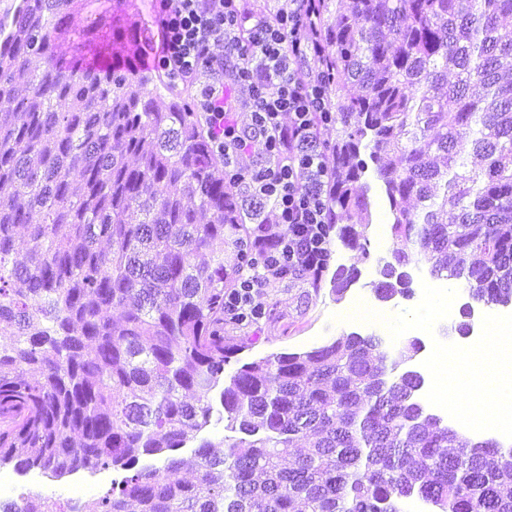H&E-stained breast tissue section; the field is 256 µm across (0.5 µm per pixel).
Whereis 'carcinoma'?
I'll list each match as a JSON object with an SVG mask.
<instances>
[{
	"label": "carcinoma",
	"mask_w": 512,
	"mask_h": 512,
	"mask_svg": "<svg viewBox=\"0 0 512 512\" xmlns=\"http://www.w3.org/2000/svg\"><path fill=\"white\" fill-rule=\"evenodd\" d=\"M76 2L18 0L0 17V468L125 475L77 511L28 492L0 512H403L413 497L512 512L503 451L429 421L415 382L394 377L407 354L376 335L245 362L224 381L241 351L224 340V290L252 227L180 97L150 95L130 60L60 58ZM317 12L342 247L370 258L357 226L371 223V168L392 241L375 294L408 296L425 266L476 303L512 299V0ZM32 54L47 67L30 69ZM359 275L337 265L333 291ZM221 422L242 437L174 455Z\"/></svg>",
	"instance_id": "carcinoma-1"
}]
</instances>
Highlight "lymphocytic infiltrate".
I'll return each instance as SVG.
<instances>
[{
  "instance_id": "lymphocytic-infiltrate-1",
  "label": "lymphocytic infiltrate",
  "mask_w": 512,
  "mask_h": 512,
  "mask_svg": "<svg viewBox=\"0 0 512 512\" xmlns=\"http://www.w3.org/2000/svg\"><path fill=\"white\" fill-rule=\"evenodd\" d=\"M238 2L160 0L163 40L154 61L171 81L199 86L195 109L255 224L248 257L224 295L225 320L243 323L259 319L270 281L327 266L334 215L321 131L336 112L320 65L316 0H283L272 16L256 19ZM241 109L251 114L245 128Z\"/></svg>"
}]
</instances>
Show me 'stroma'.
I'll use <instances>...</instances> for the list:
<instances>
[{"mask_svg": "<svg viewBox=\"0 0 512 512\" xmlns=\"http://www.w3.org/2000/svg\"><path fill=\"white\" fill-rule=\"evenodd\" d=\"M104 15L111 17L112 23L103 27L99 35L114 52L125 53L127 45L137 40L158 46L161 37L158 0H78L67 12L63 53L69 57L88 53L86 32L96 18ZM366 238L370 260L358 262L352 251L344 253L346 264L357 265L360 276L343 296L333 294L327 285L320 292H313L303 279L287 278L270 283L266 288L265 317L244 329L230 326L224 329L233 342L245 345L244 351L226 365L225 375L234 374L243 363L271 354L318 347L332 337L344 335L346 329L335 322V315L356 297L374 298L380 280L375 271L376 259L386 255L391 246L390 238L378 237L373 232L367 233ZM115 477V472L109 470L93 474L81 471L61 479L30 471L17 475L16 480L18 491H34L65 500L72 483H90L94 495L100 496L111 488Z\"/></svg>", "mask_w": 512, "mask_h": 512, "instance_id": "obj_1", "label": "stroma"}]
</instances>
